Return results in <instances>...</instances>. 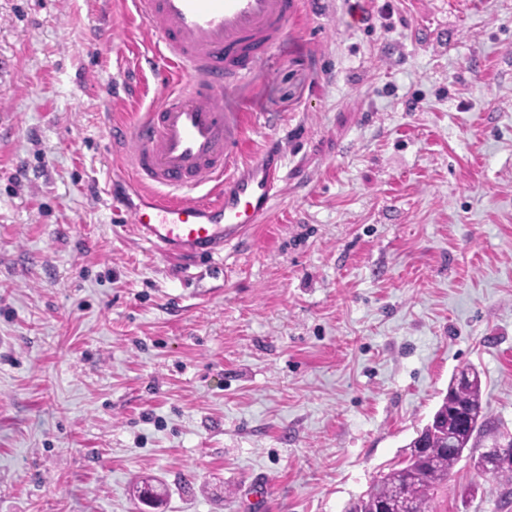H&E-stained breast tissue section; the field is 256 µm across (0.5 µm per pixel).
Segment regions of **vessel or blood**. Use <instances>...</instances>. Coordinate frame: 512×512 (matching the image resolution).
<instances>
[{
	"label": "vessel or blood",
	"mask_w": 512,
	"mask_h": 512,
	"mask_svg": "<svg viewBox=\"0 0 512 512\" xmlns=\"http://www.w3.org/2000/svg\"><path fill=\"white\" fill-rule=\"evenodd\" d=\"M154 45L146 64L166 90L113 135L130 144L141 202L130 209L143 243L201 259L264 223L279 187L273 150L241 161L245 123L224 93L288 34L299 0H131Z\"/></svg>",
	"instance_id": "b4317fda"
}]
</instances>
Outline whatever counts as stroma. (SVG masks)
Wrapping results in <instances>:
<instances>
[{
  "label": "stroma",
  "mask_w": 512,
  "mask_h": 512,
  "mask_svg": "<svg viewBox=\"0 0 512 512\" xmlns=\"http://www.w3.org/2000/svg\"><path fill=\"white\" fill-rule=\"evenodd\" d=\"M130 5L0 0V512H347L464 367L512 433V0H301L227 96L278 195L199 261L112 218Z\"/></svg>",
  "instance_id": "1"
}]
</instances>
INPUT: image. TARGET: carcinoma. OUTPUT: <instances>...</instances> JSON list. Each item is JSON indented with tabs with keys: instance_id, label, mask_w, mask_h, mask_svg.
I'll list each match as a JSON object with an SVG mask.
<instances>
[{
	"instance_id": "1",
	"label": "carcinoma",
	"mask_w": 512,
	"mask_h": 512,
	"mask_svg": "<svg viewBox=\"0 0 512 512\" xmlns=\"http://www.w3.org/2000/svg\"><path fill=\"white\" fill-rule=\"evenodd\" d=\"M494 429L493 421L482 403L479 373L461 383L451 380L448 394L420 431L427 449H416L418 439L398 467L385 474L349 512H371L374 503L396 494L404 497L409 512H433L435 492L448 481V473L461 460L466 449L475 447L477 438Z\"/></svg>"
}]
</instances>
